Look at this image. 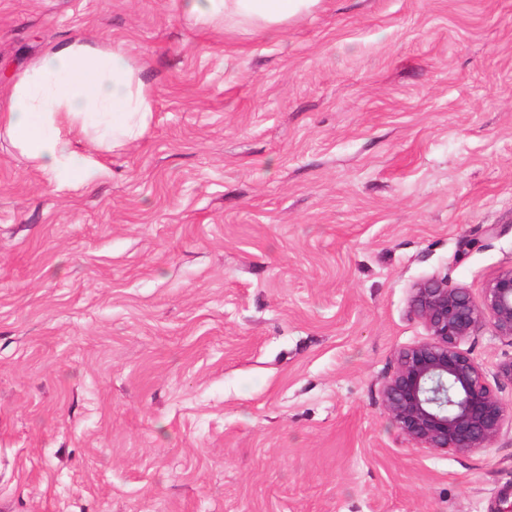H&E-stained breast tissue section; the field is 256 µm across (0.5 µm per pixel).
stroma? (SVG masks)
Returning a JSON list of instances; mask_svg holds the SVG:
<instances>
[{
  "label": "stroma",
  "mask_w": 512,
  "mask_h": 512,
  "mask_svg": "<svg viewBox=\"0 0 512 512\" xmlns=\"http://www.w3.org/2000/svg\"><path fill=\"white\" fill-rule=\"evenodd\" d=\"M106 34L154 95L92 186L0 134V512H512V339L462 348L491 447L407 442L414 286L512 267V0H320L278 35L178 0H0V74Z\"/></svg>",
  "instance_id": "obj_1"
}]
</instances>
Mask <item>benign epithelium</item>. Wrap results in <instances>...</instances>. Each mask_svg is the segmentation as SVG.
I'll use <instances>...</instances> for the list:
<instances>
[{
	"label": "benign epithelium",
	"instance_id": "1",
	"mask_svg": "<svg viewBox=\"0 0 512 512\" xmlns=\"http://www.w3.org/2000/svg\"><path fill=\"white\" fill-rule=\"evenodd\" d=\"M410 311L428 337L397 356L382 383L386 413L402 437L420 447L468 454L497 439L504 407L482 365L460 348L484 323L512 339V267L498 273L475 304L464 288L430 278L413 288Z\"/></svg>",
	"mask_w": 512,
	"mask_h": 512
}]
</instances>
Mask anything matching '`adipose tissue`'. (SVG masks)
Here are the masks:
<instances>
[{"label":"adipose tissue","mask_w":512,"mask_h":512,"mask_svg":"<svg viewBox=\"0 0 512 512\" xmlns=\"http://www.w3.org/2000/svg\"><path fill=\"white\" fill-rule=\"evenodd\" d=\"M318 0H180L205 30L225 21L280 31ZM154 98L122 44L76 38L48 44L0 84V132L47 182L90 186L97 155L144 136Z\"/></svg>","instance_id":"ef3b65f1"}]
</instances>
